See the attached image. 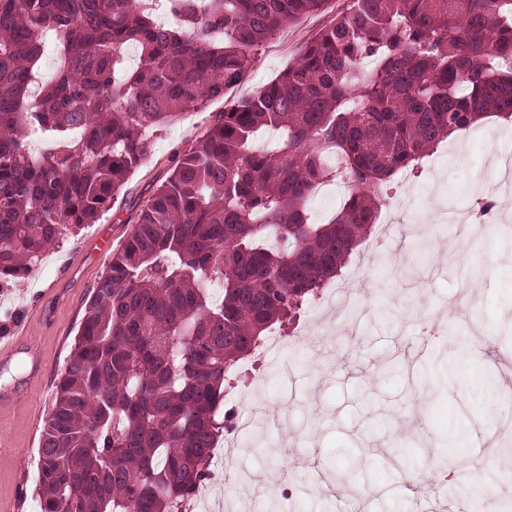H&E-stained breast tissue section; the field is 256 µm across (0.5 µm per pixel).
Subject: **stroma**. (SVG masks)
Listing matches in <instances>:
<instances>
[{"label":"stroma","instance_id":"35a3bbf8","mask_svg":"<svg viewBox=\"0 0 512 512\" xmlns=\"http://www.w3.org/2000/svg\"><path fill=\"white\" fill-rule=\"evenodd\" d=\"M348 0L283 27L255 55L244 82L201 112L146 134V158L128 187L139 196L160 163L189 148L224 103L278 76ZM498 129L496 140L486 130ZM512 156V127L495 120L456 135L410 193H396L391 242L372 227L330 287L349 312L305 307L289 330L290 349L267 366L244 359L226 397L238 418L239 394L263 406L269 433L293 436L275 452L234 451L236 469L256 483L245 512H478L486 498H512V435L502 425L512 397V211L490 218L479 235L426 220L434 182L467 207L473 185L497 190L490 158ZM130 209L116 203L97 223L47 247L26 278L0 287V340L19 343L0 362V503L20 500L40 512L36 488L42 433L55 385L78 334L93 288L110 260L104 243L132 233ZM442 240L457 261L442 267ZM439 313L456 338L423 336L419 313ZM496 378L486 385L484 375ZM465 478L454 481L455 470ZM422 486L410 488L411 475Z\"/></svg>","mask_w":512,"mask_h":512}]
</instances>
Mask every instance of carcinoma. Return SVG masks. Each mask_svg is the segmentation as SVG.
<instances>
[{"label": "carcinoma", "instance_id": "carcinoma-1", "mask_svg": "<svg viewBox=\"0 0 512 512\" xmlns=\"http://www.w3.org/2000/svg\"><path fill=\"white\" fill-rule=\"evenodd\" d=\"M328 2L0 0V281L127 201L145 131L224 96L273 32ZM489 116H512V0H350L225 106L137 198L93 289L42 434L41 512H186L233 428L240 361L337 276L394 176ZM263 130L283 145L255 147ZM35 132L52 138L37 155ZM335 179L347 198L310 223ZM330 184L332 183L320 187L314 199L309 203L308 214L310 216V222L314 224L325 222L330 213L335 210L343 200L345 192L335 191L334 195L326 193V190L331 188Z\"/></svg>", "mask_w": 512, "mask_h": 512}]
</instances>
